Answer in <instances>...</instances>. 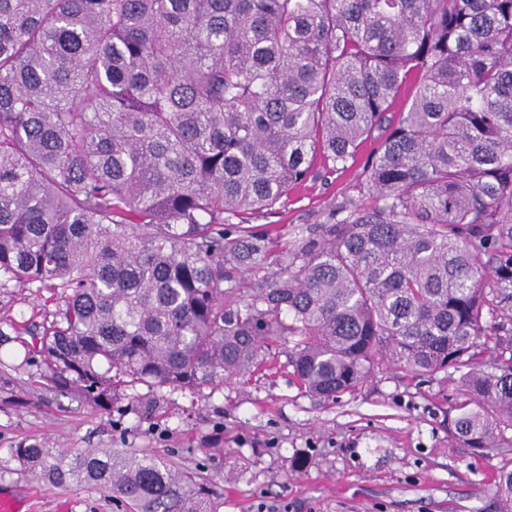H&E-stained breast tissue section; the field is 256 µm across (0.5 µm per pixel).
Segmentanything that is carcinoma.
I'll return each instance as SVG.
<instances>
[{
  "label": "carcinoma",
  "instance_id": "cac0c4a2",
  "mask_svg": "<svg viewBox=\"0 0 512 512\" xmlns=\"http://www.w3.org/2000/svg\"><path fill=\"white\" fill-rule=\"evenodd\" d=\"M407 108L393 116L398 95ZM370 207L265 269L272 209L357 161ZM50 292L26 344L108 409L215 388L273 343L335 400L378 362L459 374L450 436L511 446L512 0H0V288ZM129 512H213L146 452L14 449ZM495 496L512 512V468Z\"/></svg>",
  "mask_w": 512,
  "mask_h": 512
}]
</instances>
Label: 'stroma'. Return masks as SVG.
<instances>
[{
	"instance_id": "1",
	"label": "stroma",
	"mask_w": 512,
	"mask_h": 512,
	"mask_svg": "<svg viewBox=\"0 0 512 512\" xmlns=\"http://www.w3.org/2000/svg\"><path fill=\"white\" fill-rule=\"evenodd\" d=\"M370 205L363 164L315 168L257 225L277 228L267 255L318 237L345 218L350 204ZM42 288H0V331L12 324L41 333L58 308ZM40 359L0 343V492L21 512H126L106 490L55 487L24 469L14 448L40 444L59 452L135 448L171 459L213 491L215 512H499L492 475L512 462L511 448L477 453L448 434L455 376L408 379L375 366L339 401L296 383L288 348L273 345L263 365L200 391H150L139 385L104 410L38 385Z\"/></svg>"
}]
</instances>
